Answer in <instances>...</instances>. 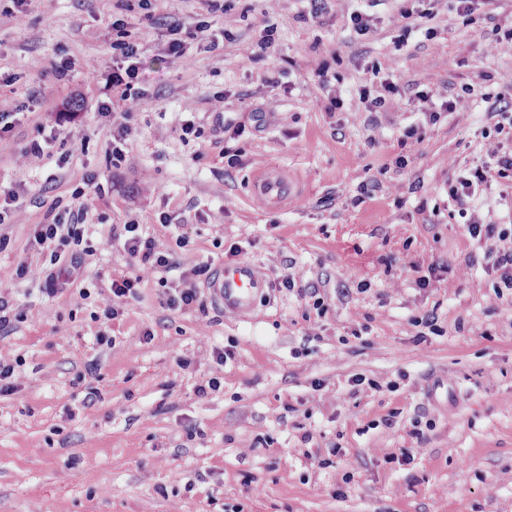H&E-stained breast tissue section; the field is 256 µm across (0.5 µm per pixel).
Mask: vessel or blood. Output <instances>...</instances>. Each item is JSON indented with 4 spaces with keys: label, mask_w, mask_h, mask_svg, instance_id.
Instances as JSON below:
<instances>
[{
    "label": "vessel or blood",
    "mask_w": 512,
    "mask_h": 512,
    "mask_svg": "<svg viewBox=\"0 0 512 512\" xmlns=\"http://www.w3.org/2000/svg\"><path fill=\"white\" fill-rule=\"evenodd\" d=\"M254 191L260 201L279 204L288 195V183L279 174L263 173L256 179ZM267 285V279L251 263L238 261L226 264L220 270L212 284V292L226 311L244 313Z\"/></svg>",
    "instance_id": "obj_1"
}]
</instances>
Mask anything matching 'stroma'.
I'll return each instance as SVG.
<instances>
[{
  "label": "stroma",
  "instance_id": "1",
  "mask_svg": "<svg viewBox=\"0 0 512 512\" xmlns=\"http://www.w3.org/2000/svg\"><path fill=\"white\" fill-rule=\"evenodd\" d=\"M226 2L0 0V193L18 197L0 216V512H512V282L468 232L512 241V171L449 195L512 152V0ZM175 24L203 31L171 65ZM123 41L146 78L116 163ZM263 167L287 202L256 200ZM83 206L82 237L37 242ZM131 223L168 267L124 251ZM234 258L271 283L248 318L202 277L203 307L166 306ZM121 276L137 285L110 319ZM493 180L491 169L488 167H476L467 175L460 176L456 185L450 187L449 195L459 206H465L475 197L482 186H488Z\"/></svg>",
  "mask_w": 512,
  "mask_h": 512
}]
</instances>
